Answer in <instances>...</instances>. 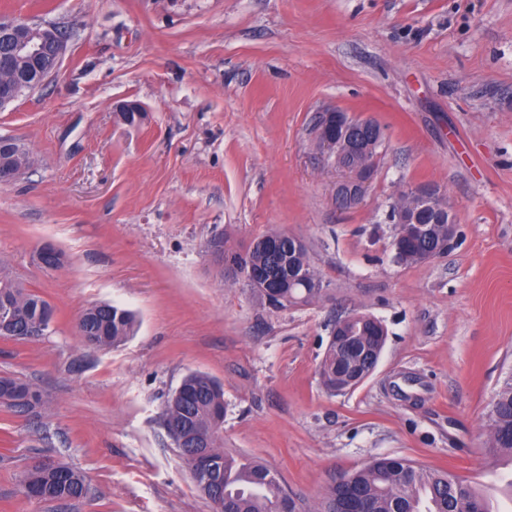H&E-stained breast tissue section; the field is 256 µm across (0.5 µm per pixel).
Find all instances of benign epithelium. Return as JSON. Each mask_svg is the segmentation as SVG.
I'll return each instance as SVG.
<instances>
[{"label": "benign epithelium", "instance_id": "1", "mask_svg": "<svg viewBox=\"0 0 512 512\" xmlns=\"http://www.w3.org/2000/svg\"><path fill=\"white\" fill-rule=\"evenodd\" d=\"M66 49L65 38L52 27L41 29L25 20L0 19V69L10 74L12 86L11 94L0 96V108L15 101L29 87L41 84L53 76L59 69ZM17 57L45 60L44 71L33 81L15 75L11 65ZM119 112L121 120L128 125H137L144 119V112L134 103L121 105ZM362 124L371 132L368 140L360 137L354 121L342 112L327 110L320 113L317 119L319 146L327 151L332 164L345 173V177L337 182L335 190L336 204L344 208L353 207L362 201L376 169V161L370 159V156L374 146L384 139V131L379 124L372 120H364ZM401 196L407 199L408 205L403 207L394 204L388 211V214L394 216V223L403 225V232L396 239L395 255L405 252L401 241L422 237L430 232L428 225L416 224L412 217L415 210L425 208L434 210L441 222L448 223V232L439 238V243L422 257V261L428 262L446 253L456 234L457 219L440 186L432 183L410 186ZM208 252L215 261L221 263L229 276L249 282L261 278L264 280L263 287H276L268 273L257 271L248 274L238 265L224 261V250L217 242L209 244ZM382 349L380 337L365 345L367 361L364 367L344 374V379L336 384V393L351 391L367 379L375 370ZM167 430L176 444L184 450L192 451L199 462V470L193 472V477L200 490L210 497L213 512H224V488L220 468L206 449L202 448L208 439L188 433L180 419L170 420Z\"/></svg>", "mask_w": 512, "mask_h": 512}]
</instances>
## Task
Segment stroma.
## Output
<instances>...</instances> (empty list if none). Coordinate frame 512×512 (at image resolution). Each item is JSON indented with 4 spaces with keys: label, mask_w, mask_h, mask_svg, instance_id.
Wrapping results in <instances>:
<instances>
[{
    "label": "stroma",
    "mask_w": 512,
    "mask_h": 512,
    "mask_svg": "<svg viewBox=\"0 0 512 512\" xmlns=\"http://www.w3.org/2000/svg\"><path fill=\"white\" fill-rule=\"evenodd\" d=\"M1 18L55 25L68 50L0 109V137L35 159L0 185V274L55 310L39 340L0 337V376L42 396L0 407V512H212L164 423L195 371L223 387L225 451L277 471L306 512L378 456L490 490L507 462L485 452V414L512 373V0H0ZM325 109L385 133L353 208L312 132ZM422 183L446 192L456 236L399 264L387 213ZM270 231L306 244L312 303L271 310L207 253ZM101 303L134 335H77ZM352 314L387 340L335 395L319 364ZM44 460L78 469L86 496L24 497Z\"/></svg>",
    "instance_id": "obj_1"
}]
</instances>
